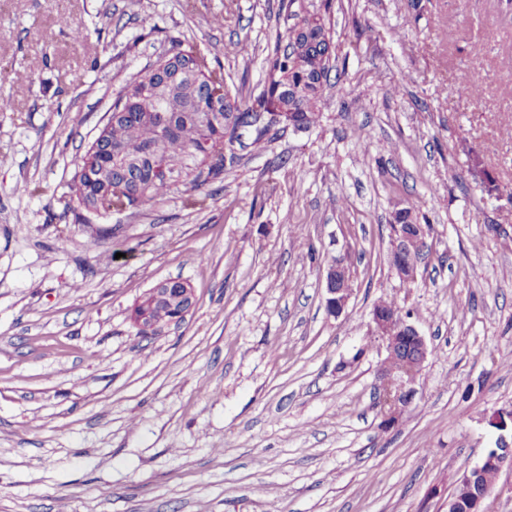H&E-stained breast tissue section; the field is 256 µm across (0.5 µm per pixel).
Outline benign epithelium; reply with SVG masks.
<instances>
[{
	"mask_svg": "<svg viewBox=\"0 0 512 512\" xmlns=\"http://www.w3.org/2000/svg\"><path fill=\"white\" fill-rule=\"evenodd\" d=\"M428 236L429 226L426 224H412L405 229L398 225L392 248L404 254L414 246L427 243ZM325 284V304L330 314L337 317L345 310L352 294L343 262L335 260L327 266ZM371 316L377 337L387 352L385 363L379 369L383 381L380 406L385 424L391 426L414 400L415 390L410 383L422 370L429 349L424 337L398 310L374 308ZM505 468L512 470V442L501 436L498 446L479 464L464 470L456 484L457 490L448 500V512H486L485 503L493 495L495 485H484L480 478L487 470L498 474Z\"/></svg>",
	"mask_w": 512,
	"mask_h": 512,
	"instance_id": "7a95c632",
	"label": "benign epithelium"
}]
</instances>
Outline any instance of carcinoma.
I'll return each mask as SVG.
<instances>
[{
  "label": "carcinoma",
  "mask_w": 512,
  "mask_h": 512,
  "mask_svg": "<svg viewBox=\"0 0 512 512\" xmlns=\"http://www.w3.org/2000/svg\"><path fill=\"white\" fill-rule=\"evenodd\" d=\"M333 3L289 0V5H297L295 22L276 35L264 89L252 102L227 93L212 101V81L224 82V73L203 59L202 70L181 76L160 93L150 83L142 86L141 97L131 100L132 82H127L112 104V121L73 160L69 190L76 203V221L85 223V208L95 204L101 208L100 216L108 215L107 188L92 175L93 156L112 161V184L122 186L129 204L137 208L155 204L174 191L201 193L224 181V171L234 164L239 130L266 111L269 99L300 127L318 124L335 59ZM420 205L415 200L408 209H394L391 224L417 221Z\"/></svg>",
  "instance_id": "cac0c4a2"
}]
</instances>
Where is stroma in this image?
<instances>
[{
    "mask_svg": "<svg viewBox=\"0 0 512 512\" xmlns=\"http://www.w3.org/2000/svg\"><path fill=\"white\" fill-rule=\"evenodd\" d=\"M281 3L66 0L64 28L51 0H0V66L24 75L0 112V512H448L496 446L512 203L477 171L512 184L506 0H336L320 125L263 147L242 129L204 204L75 221L70 163L131 76L179 39L256 98ZM418 197L430 251L405 284L391 212ZM334 257L353 280L338 317ZM170 278L193 309L139 334L135 302ZM385 297L430 349L390 428L370 317ZM325 284V304L330 314L338 317L345 310L353 290L346 280L343 262L335 260L327 266Z\"/></svg>",
    "mask_w": 512,
    "mask_h": 512,
    "instance_id": "35a3bbf8",
    "label": "stroma"
}]
</instances>
